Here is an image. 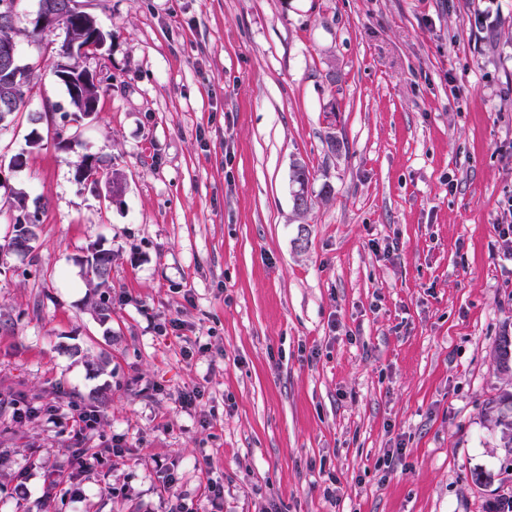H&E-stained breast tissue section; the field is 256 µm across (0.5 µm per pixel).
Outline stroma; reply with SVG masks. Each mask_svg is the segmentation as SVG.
Wrapping results in <instances>:
<instances>
[{
  "mask_svg": "<svg viewBox=\"0 0 512 512\" xmlns=\"http://www.w3.org/2000/svg\"><path fill=\"white\" fill-rule=\"evenodd\" d=\"M82 5L112 35L84 61L110 79L96 118L66 125L46 60L28 109L53 124L0 132V156L26 157L0 197L48 201L33 253L0 257V512H168L167 468L194 512H487L504 453L485 401L512 330V0ZM85 154L124 177L110 205L76 180ZM93 247L112 253L98 294ZM74 403L100 414L86 447L128 448L78 498L49 484ZM21 404L57 413L18 422ZM291 178H292V183H294L297 186V189L302 188V190H306V193L309 194L308 187H309V182H310V172L305 165L300 164V163L293 165ZM295 192H296V190L294 191V193ZM306 193L303 191H297L296 198H295V195L293 194V200L295 198L296 204L298 206L302 207V208H296L294 205L295 210L298 212L307 211V209L309 208V203L306 204L303 208L305 201H308V199H309V197L307 196ZM83 275L94 288L109 287L112 272L111 251L92 249L82 262ZM494 360L496 370L503 374H509L512 377V336H509L507 328L503 330L498 337ZM498 372V373H499Z\"/></svg>",
  "mask_w": 512,
  "mask_h": 512,
  "instance_id": "1",
  "label": "stroma"
}]
</instances>
